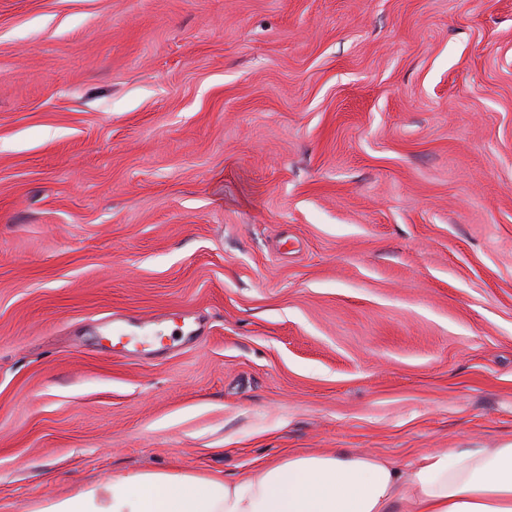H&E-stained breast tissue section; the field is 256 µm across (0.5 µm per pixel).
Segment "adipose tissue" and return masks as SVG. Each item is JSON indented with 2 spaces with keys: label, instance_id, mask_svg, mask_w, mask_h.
Here are the masks:
<instances>
[{
  "label": "adipose tissue",
  "instance_id": "adipose-tissue-1",
  "mask_svg": "<svg viewBox=\"0 0 512 512\" xmlns=\"http://www.w3.org/2000/svg\"><path fill=\"white\" fill-rule=\"evenodd\" d=\"M33 512H512V442L432 448L405 465L361 449L295 451L235 481L134 473Z\"/></svg>",
  "mask_w": 512,
  "mask_h": 512
}]
</instances>
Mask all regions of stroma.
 <instances>
[{
	"label": "stroma",
	"mask_w": 512,
	"mask_h": 512,
	"mask_svg": "<svg viewBox=\"0 0 512 512\" xmlns=\"http://www.w3.org/2000/svg\"><path fill=\"white\" fill-rule=\"evenodd\" d=\"M509 442L512 0H0V512Z\"/></svg>",
	"instance_id": "35a3bbf8"
}]
</instances>
